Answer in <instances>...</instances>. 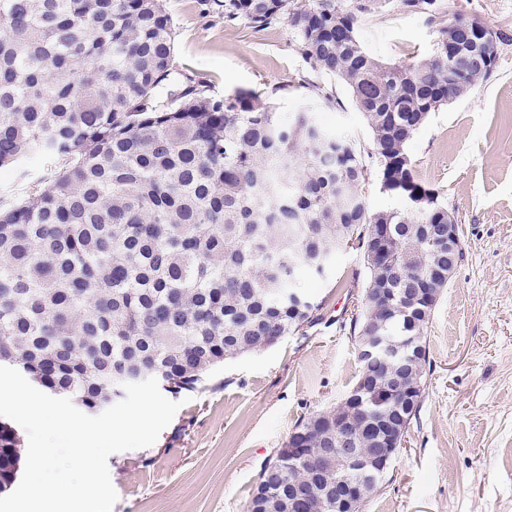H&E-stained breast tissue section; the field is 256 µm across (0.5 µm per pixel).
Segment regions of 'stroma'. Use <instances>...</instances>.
I'll return each mask as SVG.
<instances>
[{"label":"stroma","mask_w":512,"mask_h":512,"mask_svg":"<svg viewBox=\"0 0 512 512\" xmlns=\"http://www.w3.org/2000/svg\"><path fill=\"white\" fill-rule=\"evenodd\" d=\"M439 20L476 16L505 34L492 75L431 113L407 144L418 177L460 230L463 258L439 299L426 338L430 368L404 449L362 512H512V0H441ZM183 75L224 96L250 90L283 115L312 109L366 156L370 212L401 210L380 188L366 122L338 78L311 71L287 21L258 30L226 22L204 0H163ZM436 26L376 0L363 22L367 49L411 64L427 55ZM332 94L318 105L313 86ZM359 252L337 254L326 276L297 272L324 319L305 334L226 361L189 391L157 442L108 459L113 512H242L269 456L296 422L336 407L359 370L343 323L362 303Z\"/></svg>","instance_id":"35a3bbf8"}]
</instances>
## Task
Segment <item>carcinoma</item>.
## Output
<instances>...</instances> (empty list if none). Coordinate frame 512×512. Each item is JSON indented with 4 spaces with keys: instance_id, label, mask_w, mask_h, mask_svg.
<instances>
[{
    "instance_id": "obj_1",
    "label": "carcinoma",
    "mask_w": 512,
    "mask_h": 512,
    "mask_svg": "<svg viewBox=\"0 0 512 512\" xmlns=\"http://www.w3.org/2000/svg\"><path fill=\"white\" fill-rule=\"evenodd\" d=\"M224 21L262 29L285 19L315 72L340 78L372 134L381 190L405 211L369 213V170L353 141L310 110L284 120L261 95L208 93L174 80L173 22L160 0H0V166L50 177L0 211V366L97 415L125 397L124 383L157 379L191 391L224 360L272 347L322 320V303L295 282L318 276L346 248L365 270L368 325L389 343L421 337L413 367L358 352L364 382H424L429 320L378 289L448 288V254L431 252L448 208L425 188L406 147L429 114L494 71L461 67L448 40L467 39L469 18L436 28L429 55L412 65L374 57L360 36L373 0H214ZM434 17L437 0H403ZM368 224H388L392 261L372 259ZM332 408L294 433L313 448L336 435ZM18 436L0 422V491L19 470ZM368 483L353 466L274 456L243 512H333L336 480Z\"/></svg>"
}]
</instances>
